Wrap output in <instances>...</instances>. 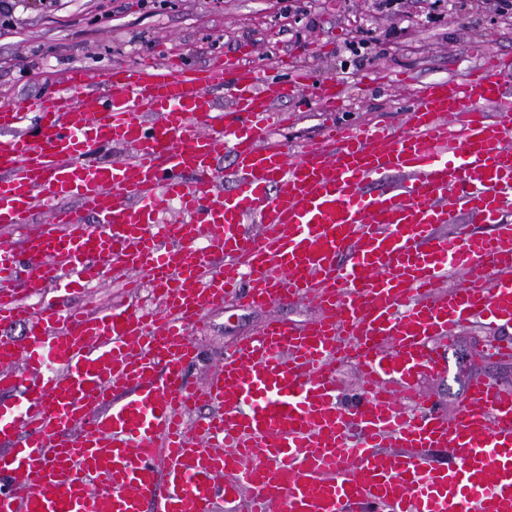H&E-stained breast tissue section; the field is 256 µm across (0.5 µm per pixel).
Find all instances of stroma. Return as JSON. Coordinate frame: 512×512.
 Returning a JSON list of instances; mask_svg holds the SVG:
<instances>
[{"label":"stroma","instance_id":"obj_1","mask_svg":"<svg viewBox=\"0 0 512 512\" xmlns=\"http://www.w3.org/2000/svg\"><path fill=\"white\" fill-rule=\"evenodd\" d=\"M406 9L410 21L405 24L379 11L376 0H292L288 10L281 0H172L165 8L148 0H59L52 10L40 0H26L11 27L0 31V103L60 86L64 72L75 65L95 75L115 64L156 62L174 52L191 65L204 66L215 57L234 55L246 43L253 52L243 57V64H262L271 79L289 78L279 62L290 56L301 67L349 80L348 107L337 113V120L399 130L401 108L414 99L419 82L460 80L484 55L512 56V24L493 13L487 0H449L436 22L427 19L418 0H408ZM398 26L404 34L391 38L390 29ZM361 37L371 45L358 67L345 47ZM364 69L404 71L410 81L383 92H364L353 83ZM308 98L305 112H293L289 100L280 104L293 116L278 137L296 151L318 140L328 118L316 92ZM316 314L308 301L247 309L228 300L222 309H204L201 328L191 333L199 358L186 377L203 387L240 338L273 318L303 325ZM493 334L492 327L477 323L461 329L444 352V374L421 377L420 389L431 392L450 413L465 400L475 378L493 379L512 394V359L480 356Z\"/></svg>","mask_w":512,"mask_h":512}]
</instances>
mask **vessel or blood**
<instances>
[{"instance_id": "vessel-or-blood-1", "label": "vessel or blood", "mask_w": 512, "mask_h": 512, "mask_svg": "<svg viewBox=\"0 0 512 512\" xmlns=\"http://www.w3.org/2000/svg\"><path fill=\"white\" fill-rule=\"evenodd\" d=\"M64 84L0 104V512H512V397L418 387L477 319L512 356V58L420 85L404 131L297 152L279 102L343 111L342 80L173 54ZM111 272L159 309L79 301ZM229 297L321 315L243 337L200 393L189 333Z\"/></svg>"}]
</instances>
